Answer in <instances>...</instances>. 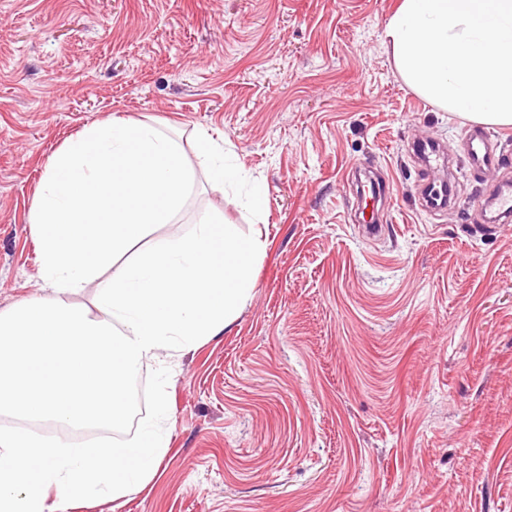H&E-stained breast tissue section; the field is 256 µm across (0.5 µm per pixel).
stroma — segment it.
I'll use <instances>...</instances> for the list:
<instances>
[{
  "instance_id": "1",
  "label": "stroma",
  "mask_w": 512,
  "mask_h": 512,
  "mask_svg": "<svg viewBox=\"0 0 512 512\" xmlns=\"http://www.w3.org/2000/svg\"><path fill=\"white\" fill-rule=\"evenodd\" d=\"M399 0H0V312L44 297L29 214L48 157L115 117L173 126L196 186L265 244L224 334L182 356L168 452L119 501L70 512H512V223L473 200L498 165L422 168L466 118L414 92L382 33ZM208 133L250 184L219 192ZM384 177L382 230L354 218ZM452 181L455 205L419 188Z\"/></svg>"
}]
</instances>
